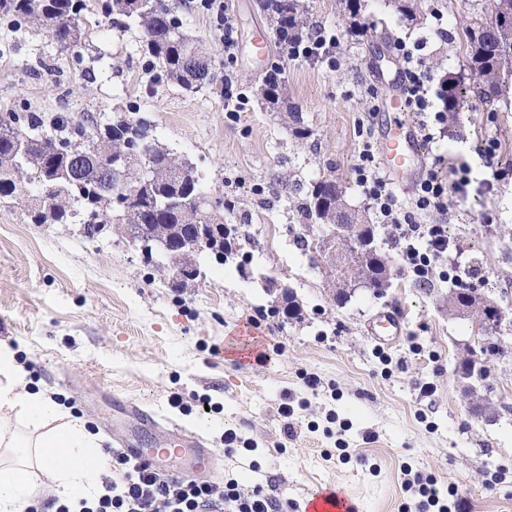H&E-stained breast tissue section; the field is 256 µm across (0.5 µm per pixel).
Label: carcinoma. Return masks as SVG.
I'll list each match as a JSON object with an SVG mask.
<instances>
[{
  "instance_id": "1",
  "label": "carcinoma",
  "mask_w": 512,
  "mask_h": 512,
  "mask_svg": "<svg viewBox=\"0 0 512 512\" xmlns=\"http://www.w3.org/2000/svg\"><path fill=\"white\" fill-rule=\"evenodd\" d=\"M84 0H0V16L11 18L19 27H43L49 30L58 44L67 47L79 42L84 34ZM494 10L489 18L463 31L471 83L462 82L452 73L445 74L439 90L448 120L461 122L462 104L475 96L486 104H493L512 89L507 82L512 75V25L503 23V17L512 11V0H493ZM261 10L269 17L276 39L288 42V33L302 31L310 26L305 0H259ZM108 13L121 18L122 25H136L141 33L143 50L151 66L171 82L187 91L203 85H214L220 80L212 58L189 39L181 30L175 15V0H109ZM137 108L128 111L104 125H95L93 118L75 120L59 112L45 121L39 112L18 115L19 127L0 128V200L26 199V181L41 180L42 192L51 199V213L40 209L37 199H27V213L35 224L49 220L56 224H81L90 210L99 212L97 223L106 225L110 219L130 225L138 233H154L159 225L173 237L190 238L195 234L202 210L179 211L162 209L161 202L190 192L205 197L193 167H188L190 178L180 189L165 181L161 169L166 164H179L182 159L156 144L150 138V125L136 116ZM51 129L65 138L74 155H54L34 134ZM24 133L31 134L27 153L14 152V140ZM124 155L127 176L139 179L142 165L152 158L159 172L143 188L132 210L110 215L107 196L101 193L97 163L103 153ZM293 190L303 194L297 199L295 210L303 227L315 224H363L366 218L348 210L345 186L332 178L319 179L303 189L294 183ZM302 251L310 252L309 259L319 266V240L303 233L299 237ZM368 278L374 288H386L390 278L385 265L389 258L375 252ZM473 292L448 294V314L458 315L474 309Z\"/></svg>"
}]
</instances>
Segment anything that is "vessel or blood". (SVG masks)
<instances>
[{"label": "vessel or blood", "instance_id": "b4317fda", "mask_svg": "<svg viewBox=\"0 0 512 512\" xmlns=\"http://www.w3.org/2000/svg\"><path fill=\"white\" fill-rule=\"evenodd\" d=\"M406 105L405 94L401 91L384 99L380 110L385 114V122L375 130L379 164L388 176L394 178L403 173L425 169L419 129L403 115ZM374 324L372 334L383 344L397 339L403 333L400 316L391 312L377 316ZM251 334V329L246 326L231 331L224 344L225 356L244 361L255 355L259 346L251 341ZM139 416L146 426H164L167 436L159 447L132 449V456L161 469L168 460L189 452L193 455L194 469L206 471L217 466V454L206 448L202 437L174 423H161L154 412L143 410ZM303 512H358V506L343 488L326 485L309 494L303 502Z\"/></svg>", "mask_w": 512, "mask_h": 512}]
</instances>
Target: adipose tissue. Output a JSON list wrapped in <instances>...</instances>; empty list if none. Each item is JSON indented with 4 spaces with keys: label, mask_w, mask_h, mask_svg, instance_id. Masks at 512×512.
I'll return each mask as SVG.
<instances>
[{
    "label": "adipose tissue",
    "mask_w": 512,
    "mask_h": 512,
    "mask_svg": "<svg viewBox=\"0 0 512 512\" xmlns=\"http://www.w3.org/2000/svg\"><path fill=\"white\" fill-rule=\"evenodd\" d=\"M26 373L0 346V512H27L43 484L78 512L112 462L101 439L43 392L24 389Z\"/></svg>",
    "instance_id": "adipose-tissue-1"
}]
</instances>
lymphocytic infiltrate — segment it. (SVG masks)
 <instances>
[{"instance_id": "f902f5d3", "label": "lymphocytic infiltrate", "mask_w": 512, "mask_h": 512, "mask_svg": "<svg viewBox=\"0 0 512 512\" xmlns=\"http://www.w3.org/2000/svg\"><path fill=\"white\" fill-rule=\"evenodd\" d=\"M338 33L326 27L308 28L289 46L291 59L336 65ZM401 66L406 78L407 102L419 116L423 140H434L443 133L448 122L446 112L434 110L421 92L429 78L423 57L415 49L399 43ZM358 183L380 224L395 231L394 243L407 273L417 281L432 278L462 280L469 267L457 256L455 243L448 238L446 225L421 223V215L447 216L455 198L467 191V166H460L458 175L447 178L439 163H432L417 183L412 198L399 204L396 196L386 191L387 176L375 161L372 138H365L356 163ZM115 480L106 482L103 494L89 512H280L276 499L246 491L233 478L216 484L191 476L159 473L151 466L121 453L112 455ZM403 488L416 497L417 512H448L434 478L404 468Z\"/></svg>"}]
</instances>
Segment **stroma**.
I'll list each match as a JSON object with an SVG mask.
<instances>
[{
	"instance_id": "stroma-1",
	"label": "stroma",
	"mask_w": 512,
	"mask_h": 512,
	"mask_svg": "<svg viewBox=\"0 0 512 512\" xmlns=\"http://www.w3.org/2000/svg\"><path fill=\"white\" fill-rule=\"evenodd\" d=\"M85 3V33L70 49L0 17V113L114 117L136 106L156 143L192 163L206 196L223 198V221L237 225L240 248L221 264L202 259L200 277L175 288L124 233L90 240L80 225L35 224L14 201L0 203V343L26 367L31 389L70 407L109 448L122 407L155 411L201 432L242 488L292 506L335 484L360 512H402L409 466L433 476L464 512H512V176L494 178L474 151L495 142L512 166V95L491 106L469 99L463 128L447 126L429 144L443 170L471 167L448 235L471 268L467 287L506 314L499 355L489 363L494 421L473 418L457 381L459 352L481 329L475 317L449 315L452 282L413 281L394 255L391 228L382 226L377 244L393 257L386 295L360 288L337 304L330 278L294 243L302 226L292 204L294 183L332 177L345 184L350 209L370 213L353 168L363 141L358 120L390 94L397 41L426 40L424 90L437 97L445 72L470 77L458 31L489 15L488 0H470L465 11L460 0H425L414 21L393 0H364L354 17L337 0H307L312 23L342 34L336 71L291 59L275 43L256 60L252 43L271 24L258 0H227L238 23L232 68L247 96L231 117L219 89L190 92L158 78L138 28L116 24L102 0ZM176 14L184 33L223 65L215 16L200 0H178ZM274 65L283 71L279 111L262 105L260 94ZM379 71L385 82L376 80ZM291 108L309 138L293 136ZM268 278L294 290L301 320L278 311ZM385 311L403 321L392 346L368 330ZM248 323L271 362L225 356L227 333ZM413 344L420 353L410 352ZM308 377L317 378L316 390L305 387ZM285 404L291 416L282 415ZM228 431L256 451L226 452Z\"/></svg>"
}]
</instances>
